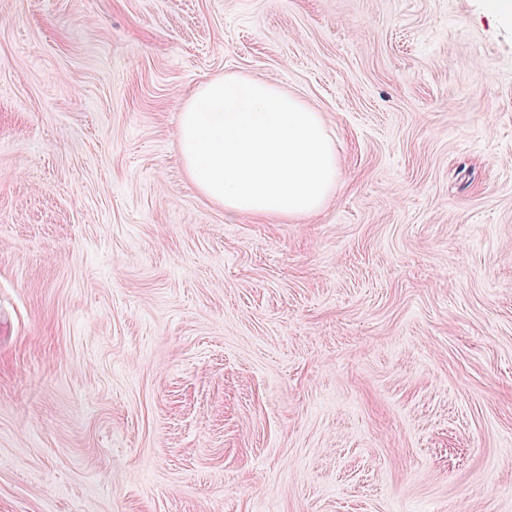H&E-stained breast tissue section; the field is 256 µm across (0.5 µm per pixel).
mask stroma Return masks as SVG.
<instances>
[{
	"instance_id": "obj_1",
	"label": "stroma",
	"mask_w": 512,
	"mask_h": 512,
	"mask_svg": "<svg viewBox=\"0 0 512 512\" xmlns=\"http://www.w3.org/2000/svg\"><path fill=\"white\" fill-rule=\"evenodd\" d=\"M322 112L317 215L223 208L203 81ZM0 512H512V19L0 0Z\"/></svg>"
}]
</instances>
